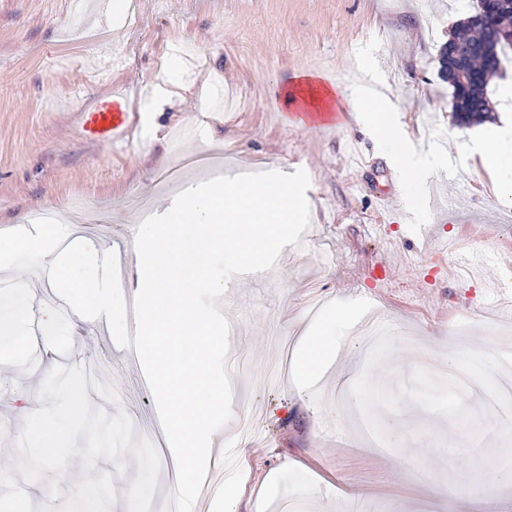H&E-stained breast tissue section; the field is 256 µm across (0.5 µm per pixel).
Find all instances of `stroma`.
<instances>
[{"instance_id": "1", "label": "stroma", "mask_w": 512, "mask_h": 512, "mask_svg": "<svg viewBox=\"0 0 512 512\" xmlns=\"http://www.w3.org/2000/svg\"><path fill=\"white\" fill-rule=\"evenodd\" d=\"M71 0H0V233L35 215L62 214L83 202L105 227L69 225V244L108 248L129 225L164 213L183 186L204 181L205 167L232 160L235 168L310 180V226L285 246L259 279L234 276L217 306L232 324L227 368L238 401L249 408L251 437L237 420L218 430L196 512H223L214 491L224 471H237L246 494L268 488L269 512L300 503L303 512H341L361 490L375 512H472L455 492L434 496L418 479L414 459L435 478L456 484L480 477L485 512H512V482L499 477L512 455V404L494 402L512 382V206L498 186L512 183V157L498 174L481 164L485 125L512 118V71L488 85L493 106L485 122L459 124L451 90L438 75V55L473 0H133L123 16H76ZM181 59L189 88L163 106L153 90L170 57ZM378 71L397 109L415 160L434 174L419 184L426 207L407 208L409 191L388 148L362 122L327 133L287 122L282 89L295 75L315 74L349 98L350 69ZM233 90L236 105L214 111L213 99ZM122 110L119 136L92 122L99 110ZM396 237L390 281L376 285L366 268ZM477 250L503 286L495 295L471 288L460 309V259ZM429 284L417 288L420 272ZM350 320L334 328L338 360L317 386L300 389L289 372L269 374L271 361L294 350L302 329L336 309ZM369 314L395 330L387 354L356 343ZM0 441L18 440L26 410L42 406L41 387L56 366L84 367L93 407L125 413L133 436L150 441L161 466L151 506L170 500L175 474L158 411L138 358L120 351L91 312L64 302L30 270L26 254L0 258ZM48 340L57 355L24 351L25 334ZM467 337L480 360L472 390L437 384L449 347ZM388 379V412L407 441L391 444L369 432L366 375ZM346 407L341 427L323 418ZM479 416L481 449L461 447L473 431L449 426L456 412ZM457 446L454 461L441 443ZM54 472L30 481L12 471L0 482V512L27 498L30 512H63L65 503L32 496Z\"/></svg>"}]
</instances>
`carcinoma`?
Returning a JSON list of instances; mask_svg holds the SVG:
<instances>
[{"label":"carcinoma","instance_id":"obj_1","mask_svg":"<svg viewBox=\"0 0 512 512\" xmlns=\"http://www.w3.org/2000/svg\"><path fill=\"white\" fill-rule=\"evenodd\" d=\"M457 42L471 45L473 54L460 62L444 58L445 48H440L439 73L452 89L457 118L469 124L486 118L492 111L487 85L500 70L505 48H512V8H503L492 29L478 25L469 17L464 18L448 35V43Z\"/></svg>","mask_w":512,"mask_h":512}]
</instances>
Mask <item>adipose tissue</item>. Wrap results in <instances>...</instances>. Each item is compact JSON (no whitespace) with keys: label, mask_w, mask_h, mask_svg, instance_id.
I'll list each match as a JSON object with an SVG mask.
<instances>
[{"label":"adipose tissue","mask_w":512,"mask_h":512,"mask_svg":"<svg viewBox=\"0 0 512 512\" xmlns=\"http://www.w3.org/2000/svg\"><path fill=\"white\" fill-rule=\"evenodd\" d=\"M335 95V90L305 74L299 75L293 88L284 93L286 102L301 112L335 111ZM349 108L379 139L388 143L392 162L408 182L420 183L428 178V171L422 169L411 155L409 140L396 124L395 107L389 99L380 93L362 95L350 101ZM66 233V227L61 224L43 226L33 234L19 226L0 236V255L26 253L32 271L45 272L50 282L63 284L68 299L103 314L109 328H123L126 324L125 297L119 292L122 274L119 266L113 264L111 252L91 243L69 250L64 259H56L47 244ZM346 317V312L336 311L328 323L306 330L300 336L291 370L301 382L311 381L335 361L340 342L332 335L330 325Z\"/></svg>","instance_id":"obj_1"}]
</instances>
